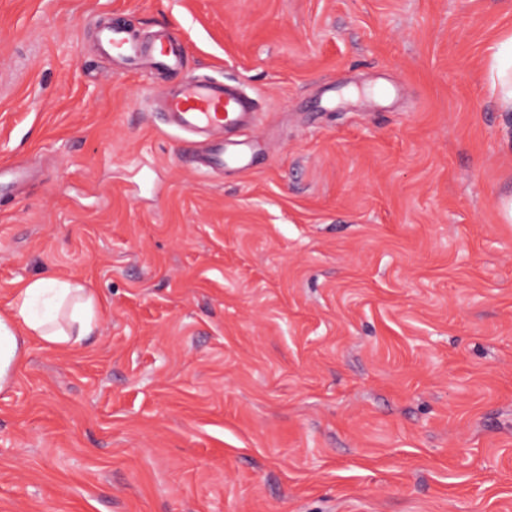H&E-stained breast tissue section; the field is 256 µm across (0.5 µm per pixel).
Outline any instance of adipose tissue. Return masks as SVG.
<instances>
[{"label":"adipose tissue","instance_id":"ef3b65f1","mask_svg":"<svg viewBox=\"0 0 512 512\" xmlns=\"http://www.w3.org/2000/svg\"><path fill=\"white\" fill-rule=\"evenodd\" d=\"M97 319L98 299L80 280L49 275L16 281L11 309L0 314V390L22 364L28 338L72 346L93 334Z\"/></svg>","mask_w":512,"mask_h":512}]
</instances>
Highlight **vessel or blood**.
Wrapping results in <instances>:
<instances>
[{"label": "vessel or blood", "mask_w": 512, "mask_h": 512, "mask_svg": "<svg viewBox=\"0 0 512 512\" xmlns=\"http://www.w3.org/2000/svg\"><path fill=\"white\" fill-rule=\"evenodd\" d=\"M100 41L116 59L132 64L143 62L154 70L167 72L178 70L182 64V50L166 32L147 43L131 30L115 25L101 30ZM162 104L177 130L220 132V139L207 153L195 157L200 170L242 172L253 168L259 144L250 131L257 102L233 80L199 78L181 83L167 93Z\"/></svg>", "instance_id": "obj_1"}]
</instances>
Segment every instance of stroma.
Here are the masks:
<instances>
[{"mask_svg": "<svg viewBox=\"0 0 512 512\" xmlns=\"http://www.w3.org/2000/svg\"><path fill=\"white\" fill-rule=\"evenodd\" d=\"M510 35L512 0H0V312L101 300L0 390V512H512ZM196 76L257 98L253 169L187 162L154 103ZM102 46L112 55L131 64L146 63L156 71H175L182 64V50L176 40L166 32L158 34L152 42H143L131 30L112 24L100 32ZM168 44V48L164 47ZM493 70L504 92L505 102L508 104L510 98L512 104V35L501 44L494 55Z\"/></svg>", "mask_w": 512, "mask_h": 512, "instance_id": "1", "label": "stroma"}]
</instances>
